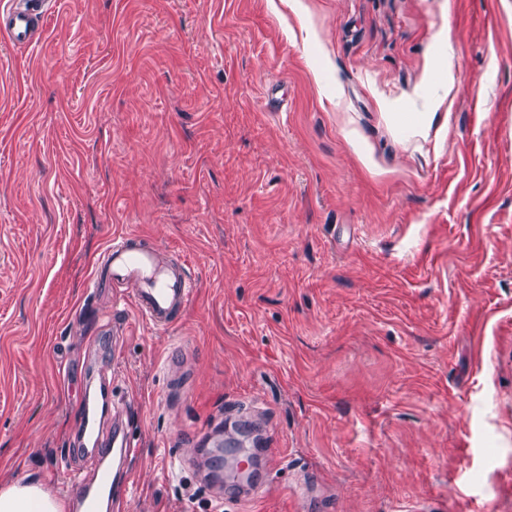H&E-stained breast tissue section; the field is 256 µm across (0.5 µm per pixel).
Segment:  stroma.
Here are the masks:
<instances>
[{
    "mask_svg": "<svg viewBox=\"0 0 512 512\" xmlns=\"http://www.w3.org/2000/svg\"><path fill=\"white\" fill-rule=\"evenodd\" d=\"M196 289L92 290L114 236ZM106 372L120 512H512V0H57L0 38V486ZM254 423L253 484L205 431ZM103 282L112 283V288H133L138 314L163 331L176 323L195 290L182 265L161 264L158 250L136 234L114 236L98 257L90 288Z\"/></svg>",
    "mask_w": 512,
    "mask_h": 512,
    "instance_id": "35a3bbf8",
    "label": "stroma"
}]
</instances>
